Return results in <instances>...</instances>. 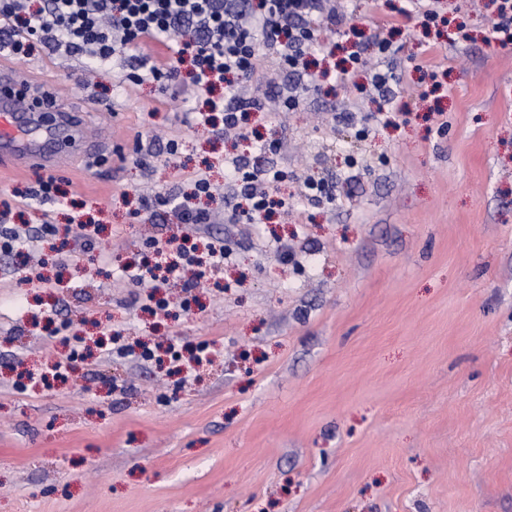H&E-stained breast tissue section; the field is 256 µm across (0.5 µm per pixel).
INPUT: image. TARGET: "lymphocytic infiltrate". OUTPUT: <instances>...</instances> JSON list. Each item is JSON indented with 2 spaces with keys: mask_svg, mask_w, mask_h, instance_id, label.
I'll return each mask as SVG.
<instances>
[{
  "mask_svg": "<svg viewBox=\"0 0 512 512\" xmlns=\"http://www.w3.org/2000/svg\"><path fill=\"white\" fill-rule=\"evenodd\" d=\"M344 23L330 0H42L35 8L27 0H0V55L20 59L39 46L62 48L102 67L118 50L132 52L138 64L122 82L188 83L195 93L209 95L223 86V97H210L206 110L193 113L190 122L210 125L219 112L225 132L246 140L248 115L263 105L245 89L264 82L267 59L299 75V83L279 92L275 104L276 111H295L318 82L308 71L310 56L327 53L335 28ZM151 41L165 45L167 60L157 62L146 53ZM225 165L235 199L232 222L263 224L288 210L292 197L282 189L283 170L252 168L239 157ZM151 247L150 257L130 269L128 278L150 282L156 291L167 287L176 271L171 254L190 265L197 261L181 237L156 239Z\"/></svg>",
  "mask_w": 512,
  "mask_h": 512,
  "instance_id": "obj_1",
  "label": "lymphocytic infiltrate"
}]
</instances>
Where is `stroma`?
Instances as JSON below:
<instances>
[{
	"label": "stroma",
	"mask_w": 512,
	"mask_h": 512,
	"mask_svg": "<svg viewBox=\"0 0 512 512\" xmlns=\"http://www.w3.org/2000/svg\"><path fill=\"white\" fill-rule=\"evenodd\" d=\"M348 26L385 30L402 0H341ZM448 18L390 33L405 111L367 125L382 98L358 72L321 83L296 111L252 113L280 154L188 127L202 101L157 82L122 86L118 53L83 72L58 50L7 59L32 95L85 116L99 166L60 171L66 196L34 203L22 253L0 251V512H512V44L487 41L497 0H439ZM441 89H434V82ZM183 148L147 172L134 147ZM332 182L342 204L301 202L267 224H210L140 210L225 182V158ZM61 251L34 230L69 224ZM223 241L197 304L153 314L122 275L153 239ZM112 255L102 265L100 252ZM209 342L202 363L143 358ZM87 350L67 381L21 385Z\"/></svg>",
	"instance_id": "35a3bbf8"
}]
</instances>
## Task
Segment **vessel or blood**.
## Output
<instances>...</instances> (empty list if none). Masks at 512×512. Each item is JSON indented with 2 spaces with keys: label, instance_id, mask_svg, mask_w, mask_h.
Segmentation results:
<instances>
[{
  "label": "vessel or blood",
  "instance_id": "vessel-or-blood-1",
  "mask_svg": "<svg viewBox=\"0 0 512 512\" xmlns=\"http://www.w3.org/2000/svg\"><path fill=\"white\" fill-rule=\"evenodd\" d=\"M26 84L0 68V165L24 172L61 169L85 153L82 113L48 102L43 111L20 108Z\"/></svg>",
  "mask_w": 512,
  "mask_h": 512
}]
</instances>
